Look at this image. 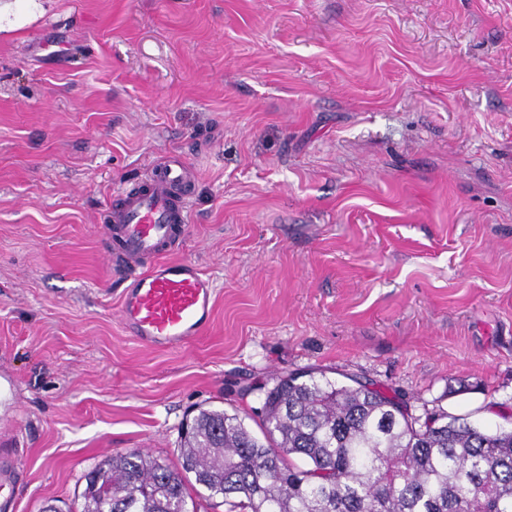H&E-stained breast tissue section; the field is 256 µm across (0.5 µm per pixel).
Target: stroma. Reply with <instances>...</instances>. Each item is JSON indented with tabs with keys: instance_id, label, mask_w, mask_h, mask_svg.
<instances>
[{
	"instance_id": "1",
	"label": "stroma",
	"mask_w": 512,
	"mask_h": 512,
	"mask_svg": "<svg viewBox=\"0 0 512 512\" xmlns=\"http://www.w3.org/2000/svg\"><path fill=\"white\" fill-rule=\"evenodd\" d=\"M193 171L209 330L151 349L104 259L118 185ZM321 368L512 422V0H0V453L61 512L183 422L259 431Z\"/></svg>"
}]
</instances>
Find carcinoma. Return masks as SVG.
<instances>
[{
  "mask_svg": "<svg viewBox=\"0 0 512 512\" xmlns=\"http://www.w3.org/2000/svg\"><path fill=\"white\" fill-rule=\"evenodd\" d=\"M311 370L264 391L263 438L238 413L202 409L178 465L141 449L85 475L79 512H512V426L486 429L354 376Z\"/></svg>",
  "mask_w": 512,
  "mask_h": 512,
  "instance_id": "cac0c4a2",
  "label": "carcinoma"
}]
</instances>
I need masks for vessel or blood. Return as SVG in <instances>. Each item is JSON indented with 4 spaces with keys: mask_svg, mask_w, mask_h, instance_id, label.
Segmentation results:
<instances>
[{
    "mask_svg": "<svg viewBox=\"0 0 512 512\" xmlns=\"http://www.w3.org/2000/svg\"><path fill=\"white\" fill-rule=\"evenodd\" d=\"M189 166L173 155L137 181L114 192L108 257L123 288L119 319L143 345L183 348L208 329L215 305L213 280L189 260L170 254L189 230V198L180 188ZM17 462L0 456V512H12Z\"/></svg>",
    "mask_w": 512,
    "mask_h": 512,
    "instance_id": "1",
    "label": "vessel or blood"
}]
</instances>
